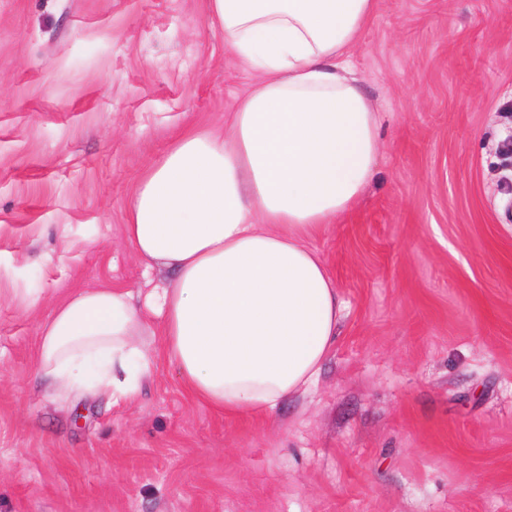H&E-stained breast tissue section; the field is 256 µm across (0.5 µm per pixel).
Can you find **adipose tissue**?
<instances>
[{"label": "adipose tissue", "mask_w": 512, "mask_h": 512, "mask_svg": "<svg viewBox=\"0 0 512 512\" xmlns=\"http://www.w3.org/2000/svg\"><path fill=\"white\" fill-rule=\"evenodd\" d=\"M235 57L261 74L225 119L193 127L140 176L125 235L173 275L136 306L80 288L40 327V375L58 397L135 398L158 357L187 395L224 413L270 412L313 383L342 303L310 238L372 179L377 114L350 55L375 0H207ZM160 320L157 348L142 309Z\"/></svg>", "instance_id": "ef3b65f1"}]
</instances>
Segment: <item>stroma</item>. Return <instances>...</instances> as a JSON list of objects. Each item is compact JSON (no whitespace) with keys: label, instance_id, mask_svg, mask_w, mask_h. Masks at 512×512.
<instances>
[{"label":"stroma","instance_id":"stroma-1","mask_svg":"<svg viewBox=\"0 0 512 512\" xmlns=\"http://www.w3.org/2000/svg\"><path fill=\"white\" fill-rule=\"evenodd\" d=\"M351 63L381 148L310 241L345 304L317 382L221 414L164 360L52 397L41 323L169 283L125 237L137 179L257 75L206 0H0V512H512V0H376Z\"/></svg>","mask_w":512,"mask_h":512}]
</instances>
